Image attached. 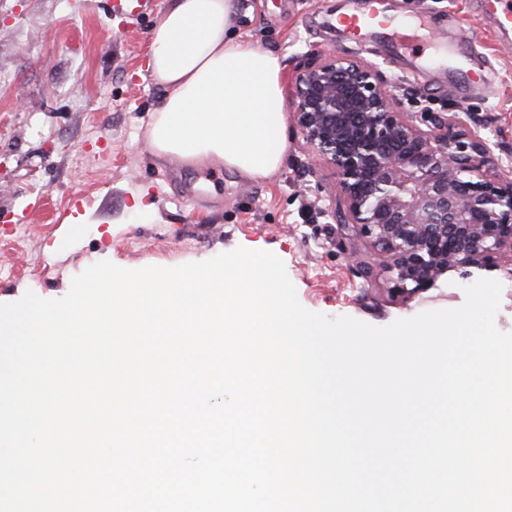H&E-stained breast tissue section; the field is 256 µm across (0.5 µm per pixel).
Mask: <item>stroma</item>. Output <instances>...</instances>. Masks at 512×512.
I'll return each instance as SVG.
<instances>
[{"mask_svg": "<svg viewBox=\"0 0 512 512\" xmlns=\"http://www.w3.org/2000/svg\"><path fill=\"white\" fill-rule=\"evenodd\" d=\"M359 0H233L235 39L277 53L287 156L278 174L246 180L221 165L157 160L146 129L164 90L151 77L149 31L164 0H0V303L26 291L60 298L88 266L176 267L244 247L285 264L298 299L331 317L384 327L465 301L464 278L409 300L365 282L349 256L364 244L323 216L328 170L309 157L294 120L298 75L328 54L377 68L405 112L453 118L487 145L485 172L512 175V34L478 26L482 0H389L397 18L424 17L441 42L475 44L489 85L468 93L447 67L423 71L378 43L331 26ZM89 215L86 224L73 223Z\"/></svg>", "mask_w": 512, "mask_h": 512, "instance_id": "1", "label": "stroma"}]
</instances>
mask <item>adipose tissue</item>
<instances>
[{
	"instance_id": "adipose-tissue-1",
	"label": "adipose tissue",
	"mask_w": 512,
	"mask_h": 512,
	"mask_svg": "<svg viewBox=\"0 0 512 512\" xmlns=\"http://www.w3.org/2000/svg\"><path fill=\"white\" fill-rule=\"evenodd\" d=\"M232 0H165L150 40V71L162 105L146 131L161 160L214 161L249 180L274 176L287 149L274 52L234 40Z\"/></svg>"
}]
</instances>
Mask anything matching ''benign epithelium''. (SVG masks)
Wrapping results in <instances>:
<instances>
[{"instance_id": "7a95c632", "label": "benign epithelium", "mask_w": 512, "mask_h": 512, "mask_svg": "<svg viewBox=\"0 0 512 512\" xmlns=\"http://www.w3.org/2000/svg\"><path fill=\"white\" fill-rule=\"evenodd\" d=\"M295 97L306 150L333 179V216L373 255L353 254L366 280L384 274L408 299L512 257V178L480 172L483 143L441 117L416 124L372 68L345 56L308 65Z\"/></svg>"}]
</instances>
